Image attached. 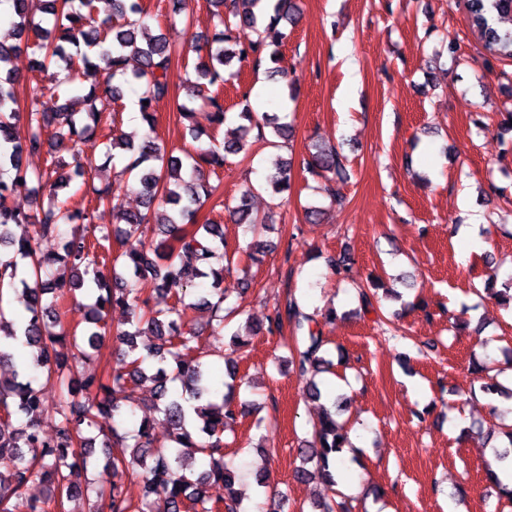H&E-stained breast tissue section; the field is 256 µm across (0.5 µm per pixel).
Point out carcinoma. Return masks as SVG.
<instances>
[{
  "instance_id": "carcinoma-1",
  "label": "carcinoma",
  "mask_w": 512,
  "mask_h": 512,
  "mask_svg": "<svg viewBox=\"0 0 512 512\" xmlns=\"http://www.w3.org/2000/svg\"><path fill=\"white\" fill-rule=\"evenodd\" d=\"M15 42L0 40V364L11 362L14 351L31 347L38 351L33 359L12 370L11 378L0 379V512H12L10 501L22 496L29 484L38 480L48 486L49 494L33 499L29 512H48L50 505L64 508V501L84 493L74 481L79 469H87L89 453L83 428L92 426L99 417L131 416L122 403V393L130 383L148 378L155 385L157 411L170 429L172 450L153 453V423L144 419L131 431L112 428L103 443L110 449L99 476L102 486L93 512H145L150 496L164 497L168 512H239L241 495L234 489L236 475L226 459L224 429L236 422L239 409L235 402V385L217 383L209 377L204 351L199 344L200 330L188 311L194 289L210 284L211 336L224 334L225 320L235 314L240 301L249 292V284L224 285V266L214 267L212 259L223 249V259L238 262V252H226L221 225L197 223L200 206L210 200L217 187L210 183L204 166L218 168L228 156L246 151L245 140L229 139L222 145L212 144L181 159L167 153L154 137L146 133L133 145L119 136L112 148L125 152L123 172L134 181L131 189L141 198V209L125 210L118 204L119 195L110 182L95 183L79 157V144L95 132L107 112L99 93L98 75L112 80L110 100L124 97V87L145 82L137 105L143 121H154L153 103L169 92V73L175 50L162 33L149 34L146 11L141 0H112V16L121 20L115 25L107 19L96 23V0H11ZM216 8L218 26L205 41L206 59L194 66L195 80H186V96L212 109L211 122L220 127L233 117L244 134L257 130L266 138L265 129L287 140L290 127L279 122L276 114L254 112L250 105L230 113L224 109L225 67L233 59L252 60L260 65L264 51L270 62L276 61V49L287 35L279 25L296 16L293 0H271V8H262L263 0H232L234 21L224 19V0H211ZM471 26L492 59L512 58V0H466ZM47 15L50 27L36 21V13ZM31 51L40 56L38 71L55 92L62 86L76 90L73 99L83 105L75 111L68 103L54 112L39 109L32 98L21 104L18 80L9 63L18 53ZM68 139L74 147V174H69L52 159L42 173L29 171L24 157L40 154L47 137ZM292 161L276 158L266 176V186L278 195L290 187ZM309 172L318 176L331 173L343 178L342 159L333 148H318L307 162ZM81 178L90 203L68 206L58 200V190L69 185L72 176ZM46 194H34L29 211L11 206V200L31 191V184ZM102 207L116 211L126 224L125 247L112 252L109 234L95 224ZM237 222L252 224V190L243 191L227 206ZM71 226L63 253L43 254L40 241L56 237L62 225ZM112 264V279L102 272ZM69 269L74 291L86 290L94 297L86 326H71L62 319L59 303L61 284L51 268ZM134 279L128 287L125 275ZM9 278L14 301L23 306L26 318L21 323L4 315V278ZM168 295L171 304L164 310L152 305L153 294ZM127 312L131 329L112 331L105 322L109 309ZM300 330L312 321L296 298L288 300L285 310H275L256 332L279 333L283 321ZM150 332L158 345L144 357H133L121 369H103L79 377L75 367L92 355H101L107 335L117 345L135 351V338ZM324 340L309 333L294 340L290 364L305 380V394L319 399L317 377L329 371L331 363L321 355ZM46 375L58 393L48 401L35 387L37 376ZM180 383L185 394L175 398L169 385ZM57 419L54 436L41 433V416ZM312 439L297 448L300 465L294 478L308 477L306 465L314 462L326 476L325 490L333 492L313 505L312 512H349L345 496L336 492L335 481L328 473L335 454L348 442L349 431L336 420V413L322 408L312 425ZM341 442H336V439ZM203 470L195 472L196 462ZM143 484L140 501H130L124 481ZM222 486L225 497H213L210 489Z\"/></svg>"
}]
</instances>
